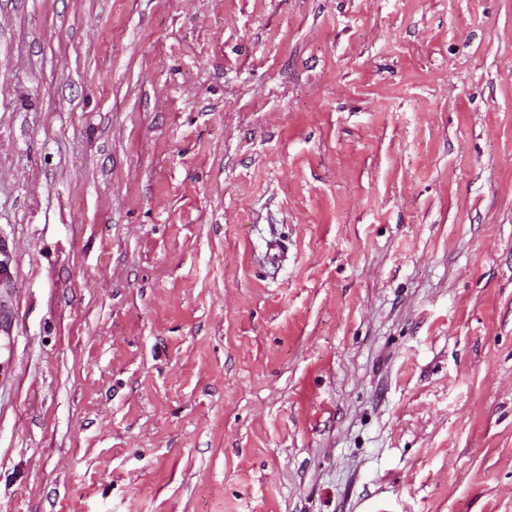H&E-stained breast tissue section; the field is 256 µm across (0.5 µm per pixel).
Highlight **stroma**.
Masks as SVG:
<instances>
[{"label": "stroma", "mask_w": 512, "mask_h": 512, "mask_svg": "<svg viewBox=\"0 0 512 512\" xmlns=\"http://www.w3.org/2000/svg\"><path fill=\"white\" fill-rule=\"evenodd\" d=\"M0 512H512V0H0Z\"/></svg>", "instance_id": "35a3bbf8"}]
</instances>
